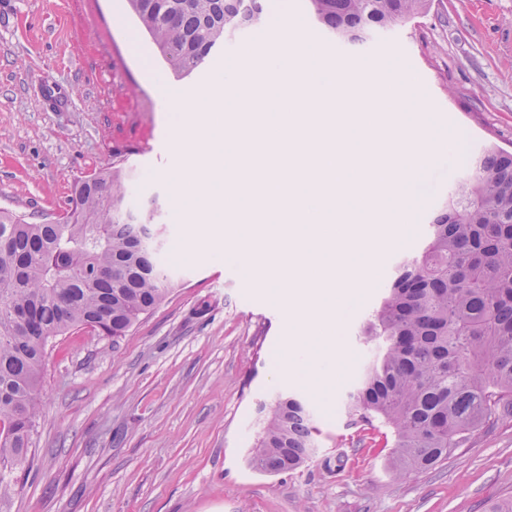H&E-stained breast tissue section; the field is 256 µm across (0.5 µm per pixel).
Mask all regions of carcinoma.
I'll return each mask as SVG.
<instances>
[{
	"label": "carcinoma",
	"mask_w": 512,
	"mask_h": 512,
	"mask_svg": "<svg viewBox=\"0 0 512 512\" xmlns=\"http://www.w3.org/2000/svg\"><path fill=\"white\" fill-rule=\"evenodd\" d=\"M179 76L199 70L227 35L261 22L263 0H128ZM337 41L412 25L433 0H306ZM120 167L78 181L48 224L0 210V467L26 458L49 342L72 330L127 335L169 294L159 261L160 207L131 203ZM373 351L344 408L349 427L389 428L392 466L428 470L487 423L512 417V152L488 144L434 217L423 249L398 266L363 323ZM248 464L282 473L315 448L308 405L280 394L259 406Z\"/></svg>",
	"instance_id": "obj_1"
}]
</instances>
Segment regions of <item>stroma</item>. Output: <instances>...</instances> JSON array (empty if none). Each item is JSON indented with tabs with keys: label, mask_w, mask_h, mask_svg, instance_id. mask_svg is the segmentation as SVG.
<instances>
[{
	"label": "stroma",
	"mask_w": 512,
	"mask_h": 512,
	"mask_svg": "<svg viewBox=\"0 0 512 512\" xmlns=\"http://www.w3.org/2000/svg\"><path fill=\"white\" fill-rule=\"evenodd\" d=\"M264 17L226 42L227 61L178 79L128 0H0V210L54 221L76 181L121 161L139 176L133 203L165 206L161 257L174 280L120 341L81 329L48 347L34 441L0 471V512H489L512 499V419L398 475L380 429L347 427L342 406L372 355L359 329L397 263L423 248L435 209L486 143L512 150V0H435L359 49L315 24L305 0H265ZM292 20L314 34L323 64L351 72L382 60L384 91L408 79L450 158L447 183H425L406 240L352 305L344 367L324 398L276 379L287 306L205 244L188 250L168 177L179 162L173 101H194L242 54L279 58ZM281 392L313 409L318 452L265 475L245 458L257 405Z\"/></svg>",
	"instance_id": "35a3bbf8"
}]
</instances>
